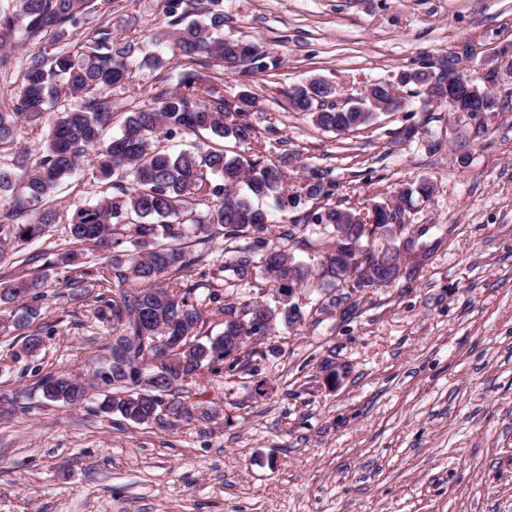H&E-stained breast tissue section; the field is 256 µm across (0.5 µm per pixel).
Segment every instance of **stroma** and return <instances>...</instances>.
Listing matches in <instances>:
<instances>
[{
	"label": "stroma",
	"mask_w": 512,
	"mask_h": 512,
	"mask_svg": "<svg viewBox=\"0 0 512 512\" xmlns=\"http://www.w3.org/2000/svg\"><path fill=\"white\" fill-rule=\"evenodd\" d=\"M220 8L225 36L260 43L276 62L249 77L218 72L227 99L251 95L266 159L294 185L322 170L342 209L364 211L431 182V197L414 200L404 222L433 254L411 277L363 291L346 323L316 314L317 287L303 286V321L253 343L256 372L182 384L193 414L165 427L99 413L92 402H42L37 380L85 371L110 330L85 301L70 300L63 270L39 267L41 322L54 329L40 355L5 358L4 341L19 332L0 311V393L24 392L26 405L0 415V512H512V75L495 86L505 108L486 113L478 132L408 90L401 108L339 136L286 96L313 77L356 96L446 56L483 77L512 59V0H222ZM167 22L163 0H112L62 42L21 41L13 67L0 69V112L17 97L28 57L73 50L100 29L132 44L137 59L131 80L112 92L106 134L118 135L128 112L169 86L167 68L151 61L172 56V43L158 40ZM410 123L419 134L407 143L398 131ZM431 140L441 151H428ZM99 196L82 166L50 198L57 225L34 250L58 252L72 211ZM185 244L206 255L183 276L197 297L214 272L227 299L272 303L261 279L216 270L246 239Z\"/></svg>",
	"instance_id": "1"
}]
</instances>
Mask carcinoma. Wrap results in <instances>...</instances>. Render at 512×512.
Returning <instances> with one entry per match:
<instances>
[{
	"instance_id": "obj_1",
	"label": "carcinoma",
	"mask_w": 512,
	"mask_h": 512,
	"mask_svg": "<svg viewBox=\"0 0 512 512\" xmlns=\"http://www.w3.org/2000/svg\"><path fill=\"white\" fill-rule=\"evenodd\" d=\"M112 0H16L12 12L0 10V49L10 48L23 36L40 40L51 33L56 39L78 29L95 13L107 10ZM221 0H165L166 13L174 26L171 66L176 87L162 90L153 105L127 115L122 132L103 141L112 120V88L125 84L133 70L134 50L127 44L99 36L87 50L75 56L64 51L35 54L21 72V92L11 112L0 113V145L14 141L21 126L38 127L53 113L48 139L40 157L21 173L0 167V194L8 193L11 209L0 215V251L9 245H28L46 236L55 214L47 199L57 185L75 173L86 159L93 163V178L112 181L116 194L102 193L96 203L78 207L65 228L68 242L80 250L55 254L49 266L65 269L89 253H109L98 268L93 296L83 281L68 277L65 285L75 300L85 298L97 318L112 324L115 340L104 347L105 358L89 367L88 375L46 373L37 381L47 403L68 406L90 400L88 389L95 378L105 381L97 408L104 414L118 413L135 424L162 422L170 416H191L183 402L173 398L181 382H196L204 371L216 373L224 365L227 373L247 368L250 354H242L249 341L267 335L281 323L302 320L303 312L288 300V290L302 286L310 277L320 280L323 290L318 311H339L343 317L358 309L357 296L339 289L341 276L350 264L341 263L336 253L352 258L356 267L372 269L366 288L388 284L399 267L398 245L373 248L377 236H387L393 225H403V205L414 196L427 199L433 185L425 180L403 187L393 203L373 206L372 221L359 211L331 205L321 206L295 220L288 238H296L301 224H324L331 228L332 243L314 270L295 261L293 255L266 237L269 212L256 207L252 198L272 197L277 205L302 199L327 201L335 185L317 169L303 185L288 188L285 176L274 165L261 160L262 144L242 105L224 98V84L211 76L214 66L240 71L243 76L265 72L274 64L264 47L247 44L220 34L224 13ZM210 15L209 23H184L187 5ZM431 66L402 69L401 83L379 81L369 86L356 102L336 109V103H320L310 90L323 89V96L336 97V88L314 78L291 89V107L309 116L325 131L345 135L375 120L391 105L392 92L402 87L431 82ZM206 132L219 140L254 146L253 158L230 155L222 145H198L178 154L154 145L178 134ZM243 184V189L232 188ZM204 204L205 217L193 215V205ZM371 226L365 230V226ZM193 232L202 240L220 236L232 240L251 235V242L232 268L237 278L249 281L261 273L272 292L274 306L227 301L219 291H208L205 301L211 311L224 318V332L203 343L197 339L202 322L200 300L194 289L183 288L177 279L183 271L205 258L184 250L182 239ZM132 251L122 250L125 241ZM259 271H254V268ZM41 277H23L0 289V304H15V325L23 333L21 351L33 355L43 347L40 319Z\"/></svg>"
}]
</instances>
